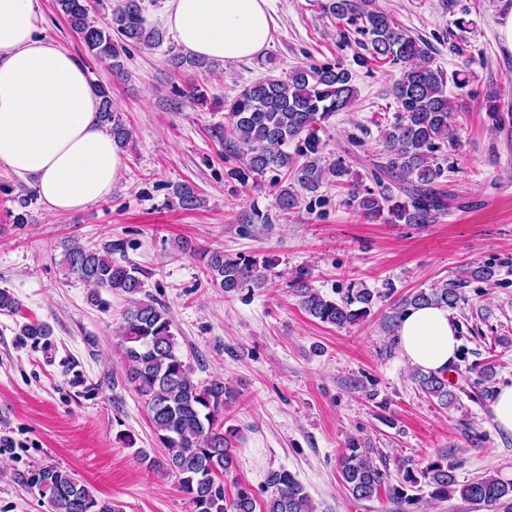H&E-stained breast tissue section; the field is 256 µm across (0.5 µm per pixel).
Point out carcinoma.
<instances>
[{
  "label": "carcinoma",
  "instance_id": "carcinoma-1",
  "mask_svg": "<svg viewBox=\"0 0 512 512\" xmlns=\"http://www.w3.org/2000/svg\"><path fill=\"white\" fill-rule=\"evenodd\" d=\"M60 13L76 32L86 53L95 61L106 62L112 75L125 74L123 57L130 48L160 46L166 33L145 16L143 0H122L112 11L111 21L101 24L92 15L86 0H56ZM325 13L345 20L366 38L371 60L398 68L399 78L392 92L397 103L394 121L382 134L385 162L382 172L398 183L399 194L386 187L375 191L352 183L349 200L369 219L385 218L392 224H431L448 211V194L437 189L444 168L438 153L455 141L448 119L455 101L447 82L466 85L458 74L446 76L430 65L427 45L378 7L375 0H329ZM169 63L175 70L210 68V63L192 54L171 52ZM353 74L336 65L298 66L279 79L266 77L245 86L232 99L224 100L230 119L229 130L219 127L213 136L228 142L241 166L230 177L245 181L266 171L285 172L289 183L279 188L277 203L285 213H294L308 195L317 194L326 176L344 185L345 162L325 159L327 142L322 134L338 112L349 110L357 98ZM100 99L99 121L112 134L118 148L126 146L132 131L123 113L112 105L111 91L94 85ZM173 195L186 210L201 206L202 199L187 183L173 186ZM178 249L204 261L206 274L227 296L243 288L265 285L266 267L242 257L231 258L218 250H201L192 241L182 240ZM64 263L69 274L109 292L126 295L129 307L123 313L120 351L124 380L143 400L154 433L166 449L163 461L147 455L141 463L158 464L175 476L178 489L191 512H256L257 501L249 488H240L228 498L224 494V473L234 464L231 439L238 430H224V409L234 400L233 390L221 377L205 384L190 378V367L177 352L173 322L166 306L155 299L137 295L144 287V271L128 262L112 259V245L103 249L79 242L66 248ZM299 271L294 282L300 304L309 316L336 327L354 325L363 319L373 300L367 288L348 289L341 299L327 298ZM462 279L445 281L429 290H420L395 304L388 327H397L411 307L439 305L454 307L461 299ZM419 389L443 407L459 402L445 374L414 373ZM341 483L357 500H371L386 488L396 499L416 505L419 499L397 487H388L387 467L378 466L354 442L338 458ZM404 483L413 487L425 483L436 500L457 494L467 502L503 508L512 512V479L482 476L460 484L454 468L442 456L418 471L407 469ZM21 483L38 491L46 512H123L110 500L101 499L66 470L49 467ZM269 493L263 512H315V506L295 475L286 470H271L265 478Z\"/></svg>",
  "mask_w": 512,
  "mask_h": 512
}]
</instances>
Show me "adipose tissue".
I'll list each match as a JSON object with an SVG mask.
<instances>
[{
  "label": "adipose tissue",
  "instance_id": "1",
  "mask_svg": "<svg viewBox=\"0 0 512 512\" xmlns=\"http://www.w3.org/2000/svg\"><path fill=\"white\" fill-rule=\"evenodd\" d=\"M270 0H170L167 24L192 54L239 61L271 41ZM36 0H0V163L31 180L53 215L112 192L123 158L97 122L99 99L74 56L37 33ZM400 353L423 372L446 370L458 348L447 308L409 309Z\"/></svg>",
  "mask_w": 512,
  "mask_h": 512
}]
</instances>
